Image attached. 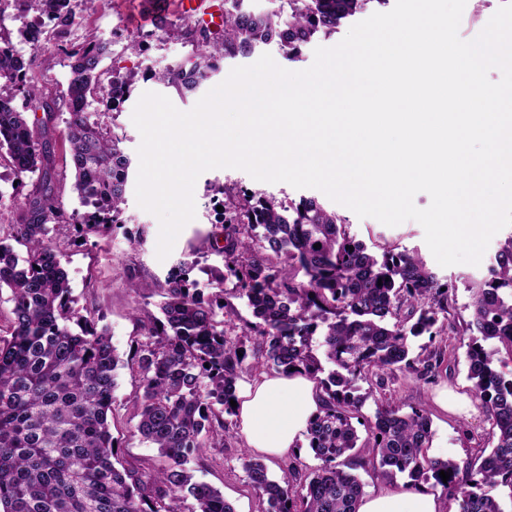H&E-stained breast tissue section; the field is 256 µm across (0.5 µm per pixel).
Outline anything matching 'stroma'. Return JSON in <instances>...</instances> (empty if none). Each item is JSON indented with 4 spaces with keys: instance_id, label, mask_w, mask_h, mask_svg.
<instances>
[{
    "instance_id": "35a3bbf8",
    "label": "stroma",
    "mask_w": 512,
    "mask_h": 512,
    "mask_svg": "<svg viewBox=\"0 0 512 512\" xmlns=\"http://www.w3.org/2000/svg\"><path fill=\"white\" fill-rule=\"evenodd\" d=\"M180 0H103L100 8L90 17L82 19L80 26L71 32V40H78L93 33L105 37L110 52L102 66L116 70L121 77L131 79L129 95L120 104L116 115L104 114L102 107L91 104L92 120L113 125L115 132L123 138L122 147L130 159H137L141 135L132 122V113L140 96L147 91L167 96L174 106L182 111L191 110L200 97L222 83L230 71L246 65L243 57L223 59L218 68L203 82L195 94L183 97L175 88L146 78L147 69H162L185 62L194 53L193 46L184 38L160 36L150 40L145 52L134 54L127 50L130 36L153 29L150 17L156 9H163L165 17L174 25H181L183 12ZM235 184L251 191H261L276 197L297 199L300 189L286 183H268L254 180L246 171L235 168H217L203 172L194 188L196 216L179 233L174 247L166 259H158L157 242L159 221L137 204L136 184L128 182L126 187L125 222L122 227L98 235L89 234L83 245H68L67 239L74 230L69 226L58 227L54 239L61 247L62 264L68 272L73 295L81 306L96 309L103 325L109 329L111 342L116 349L120 364L117 369L115 401L112 405V435L119 445V458L145 468L154 469L163 460L156 448L141 440L135 431V401L140 394L137 381L131 370V357L138 343L144 341V330L134 321L131 313L142 309L158 314L162 301L160 294L141 297L132 292L126 280L127 272H135L138 278L148 281H164L168 271L179 260L188 258L192 250L206 249V238L224 215L218 212V202L211 192L214 184ZM337 211L346 218L352 235L363 242L368 251L382 254L384 247L398 246L416 249L424 256L441 279L453 281L457 299L455 322L464 327L469 319L467 305L470 301L468 285L485 276V266L458 264L439 266L424 240L422 226L413 220L390 227L378 220L359 218L345 206ZM142 232L144 242L132 247L128 236ZM451 345L444 362L437 367L430 381L417 378L416 374L396 372L385 389L371 388L362 383L363 391L370 397L362 406L354 425L361 439L370 433L365 425L372 418L378 402L401 401L405 407L425 410L431 421L433 432L430 456L453 458L464 463L480 456L487 447L492 421L482 408L468 413L443 412L434 403L436 393L443 388L463 395H471L472 383L467 377L466 336H449ZM250 450L243 435H235L220 448L199 449L194 467L197 479L220 489L236 512H262L261 500L252 487L243 462Z\"/></svg>"
}]
</instances>
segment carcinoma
<instances>
[{"mask_svg":"<svg viewBox=\"0 0 512 512\" xmlns=\"http://www.w3.org/2000/svg\"><path fill=\"white\" fill-rule=\"evenodd\" d=\"M13 2L25 15H41L49 5L57 40L80 24L71 0ZM369 2L288 0L291 13L283 16L243 12L240 0H224V38L195 23L186 31L193 60L157 79L186 94L220 59L268 42L292 61L318 33L336 32ZM44 26L28 23L18 31L30 45L27 58L0 27V160L20 187L28 175L43 174L0 237V289L10 291L12 315L10 337L0 338V512H235L221 490L194 480L189 463L197 449L222 448L234 436L228 417L235 415L230 400L237 399L241 375L270 369L309 375L323 408L305 435L319 461L306 475L290 465L274 480L263 463L245 460L263 512H358L363 484L351 473L358 465L405 474L413 487L432 480L459 501L460 512H504L493 491L512 488V234L489 259L487 275L468 285V378L493 423L489 453L462 466L428 454L431 422L421 410L377 405L367 424L372 441L364 444L352 423L363 403L359 382L373 379L382 389L397 371L420 363L426 376L442 362L441 348L419 361L410 357L408 339L426 333L432 340L454 329L455 286L441 282L417 253L396 246L379 257L369 252L346 219L316 197L279 200L224 184L215 188L224 222L209 235L210 252L223 263L203 268L214 292L204 295L190 277L197 257L179 261L154 285L128 274L136 294L156 287L164 298L161 316L148 317L147 340L132 356L141 390L135 429L164 465L122 464L111 432L119 357L107 328L83 314L72 295L50 233L58 224L80 235L124 224L131 160L122 138L74 105L114 107L130 83L117 74L104 81L100 64L109 45L88 34L71 44L66 92L46 93L39 81ZM61 104L69 112L71 190L83 211L64 209L65 184L49 173ZM228 290L255 318L245 325L249 346L224 329ZM461 470L465 481L458 479ZM442 471L450 474L445 482Z\"/></svg>","mask_w":512,"mask_h":512,"instance_id":"obj_1","label":"carcinoma"}]
</instances>
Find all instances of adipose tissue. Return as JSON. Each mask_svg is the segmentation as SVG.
<instances>
[{
  "instance_id": "adipose-tissue-1",
  "label": "adipose tissue",
  "mask_w": 512,
  "mask_h": 512,
  "mask_svg": "<svg viewBox=\"0 0 512 512\" xmlns=\"http://www.w3.org/2000/svg\"><path fill=\"white\" fill-rule=\"evenodd\" d=\"M322 407L316 382L302 374L260 376L237 398L240 431L247 445L270 458L299 453L308 423ZM358 512H446L441 500L421 487L384 488L363 496Z\"/></svg>"
}]
</instances>
